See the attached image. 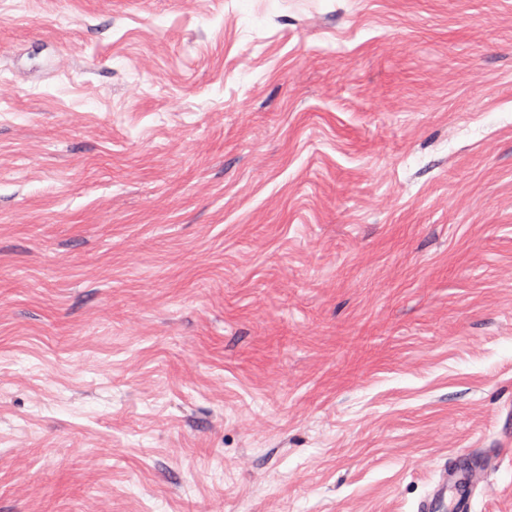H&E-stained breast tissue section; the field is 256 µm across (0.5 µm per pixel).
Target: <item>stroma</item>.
<instances>
[{"instance_id": "stroma-1", "label": "stroma", "mask_w": 512, "mask_h": 512, "mask_svg": "<svg viewBox=\"0 0 512 512\" xmlns=\"http://www.w3.org/2000/svg\"><path fill=\"white\" fill-rule=\"evenodd\" d=\"M512 512V0H0V512ZM437 472L438 483L432 494L418 505V512H444L448 507V485L453 492V510L470 512L473 491L463 482L459 473L448 469V464L438 467Z\"/></svg>"}]
</instances>
